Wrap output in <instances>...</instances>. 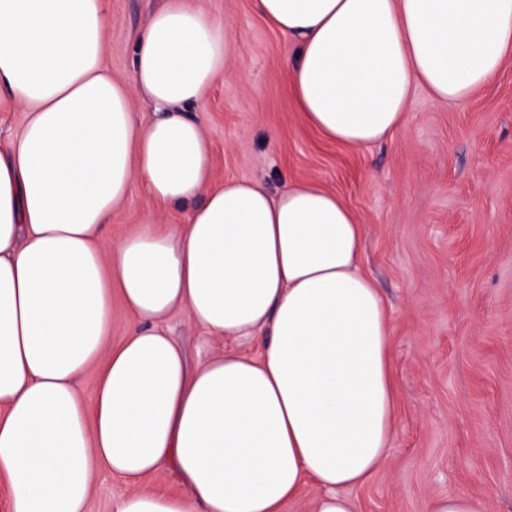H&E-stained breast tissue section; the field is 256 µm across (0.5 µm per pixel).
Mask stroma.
I'll list each match as a JSON object with an SVG mask.
<instances>
[{"label": "stroma", "mask_w": 512, "mask_h": 512, "mask_svg": "<svg viewBox=\"0 0 512 512\" xmlns=\"http://www.w3.org/2000/svg\"><path fill=\"white\" fill-rule=\"evenodd\" d=\"M229 32L231 78L190 107L211 140L214 183L264 179L271 191L314 181L364 226L363 267L388 305L397 424L383 466L350 489L360 512H425L470 494L512 512V58L469 100L416 89L405 127L351 147L308 128L288 94L297 46L252 0H191ZM161 0H106L105 62L130 77ZM133 189L102 249L140 223ZM191 363L212 348L187 313L168 322Z\"/></svg>", "instance_id": "stroma-1"}]
</instances>
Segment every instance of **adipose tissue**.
Masks as SVG:
<instances>
[{
    "mask_svg": "<svg viewBox=\"0 0 512 512\" xmlns=\"http://www.w3.org/2000/svg\"><path fill=\"white\" fill-rule=\"evenodd\" d=\"M298 50L303 120L366 147L407 122L415 89L467 101L512 55V0H253ZM106 0H0V475L7 512H359L350 488L396 429L390 319L362 270L363 226L336 193L259 179L213 185L201 102L228 73V32L187 0L148 20L132 75L105 63ZM155 116L139 121L134 98ZM140 186L154 202L102 250ZM192 202L184 224L156 206ZM131 316L112 334V298ZM186 311L219 350L189 368L165 324ZM265 336L260 354L232 343ZM97 372L91 399L78 378ZM170 467L180 492L144 479ZM24 112L19 109H5L0 112V139L7 140L16 134L24 123ZM125 489L123 482L103 474L97 481L89 512H113L114 502L125 492Z\"/></svg>",
    "mask_w": 512,
    "mask_h": 512,
    "instance_id": "ef3b65f1",
    "label": "adipose tissue"
}]
</instances>
